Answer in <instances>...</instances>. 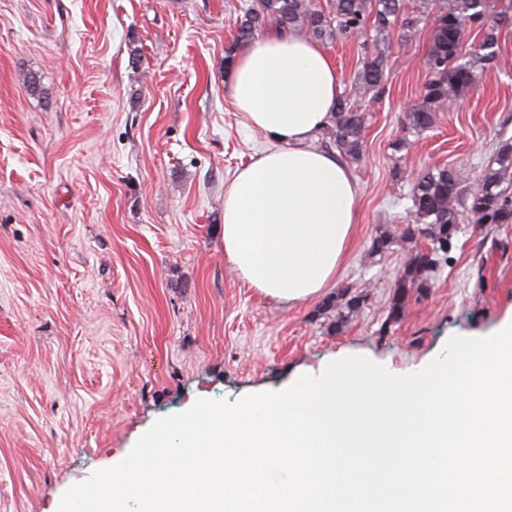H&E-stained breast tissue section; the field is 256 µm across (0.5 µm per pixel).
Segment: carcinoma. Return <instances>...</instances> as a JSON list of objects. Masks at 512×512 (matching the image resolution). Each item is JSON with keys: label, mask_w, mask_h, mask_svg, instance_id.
Returning a JSON list of instances; mask_svg holds the SVG:
<instances>
[{"label": "carcinoma", "mask_w": 512, "mask_h": 512, "mask_svg": "<svg viewBox=\"0 0 512 512\" xmlns=\"http://www.w3.org/2000/svg\"><path fill=\"white\" fill-rule=\"evenodd\" d=\"M422 4L423 10L409 17L404 15L403 0H331L326 10L315 0H249L236 35L225 47L224 62H230L257 30L268 25L318 43L356 32L370 35L373 51L365 56L349 89L340 96L330 124L320 134L323 148L356 160L363 151L369 118L368 112L356 107V100L367 95L375 99L384 92V47L396 29L402 31L401 40L407 41L421 21H430L424 56L428 79L419 100L406 112L403 134L393 142V150L402 152L409 146V135L434 126L436 112L448 100L463 99L477 88L484 71L499 65L500 36L512 11V0H422ZM472 31L476 38L466 49ZM409 200L413 221L397 235L379 234L371 245V252L379 255L400 241L412 245L411 257L394 282L387 325L402 320L410 289L429 287V273L438 257L449 258L459 225L472 224L478 229L488 224L512 225V139L500 142L475 187L464 185L462 173L452 166L428 167L413 180ZM366 301V294L341 286L336 290V304L324 301L319 308L335 310L330 326L337 328Z\"/></svg>", "instance_id": "1"}]
</instances>
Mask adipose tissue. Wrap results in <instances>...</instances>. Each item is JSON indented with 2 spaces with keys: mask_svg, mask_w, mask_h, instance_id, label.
<instances>
[{
  "mask_svg": "<svg viewBox=\"0 0 512 512\" xmlns=\"http://www.w3.org/2000/svg\"><path fill=\"white\" fill-rule=\"evenodd\" d=\"M226 93L266 145L224 192V259L271 300L315 298L335 281L357 222L350 169L314 146L336 109L341 78L320 45L276 33L236 57Z\"/></svg>",
  "mask_w": 512,
  "mask_h": 512,
  "instance_id": "adipose-tissue-1",
  "label": "adipose tissue"
}]
</instances>
